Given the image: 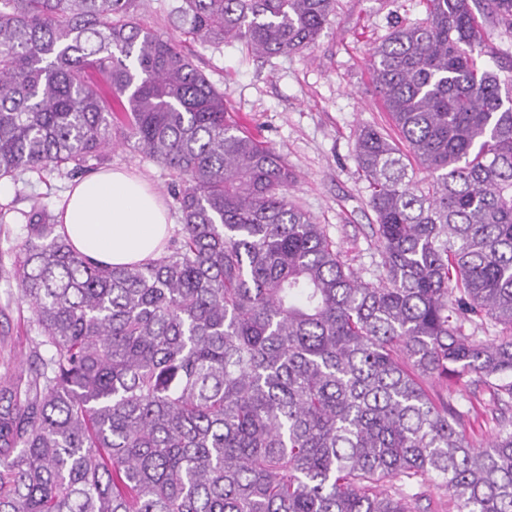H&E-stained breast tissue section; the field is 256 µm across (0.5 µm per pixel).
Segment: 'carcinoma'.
Listing matches in <instances>:
<instances>
[{"label":"carcinoma","mask_w":512,"mask_h":512,"mask_svg":"<svg viewBox=\"0 0 512 512\" xmlns=\"http://www.w3.org/2000/svg\"><path fill=\"white\" fill-rule=\"evenodd\" d=\"M143 0H0V180L75 174L134 142L181 227L155 261L86 262L24 223L10 276L37 345L0 381V512H512V0H427L370 74L408 152L355 133L381 273L361 279L288 196L294 174ZM336 0H180L188 33L268 56L314 43ZM425 173L419 177V173ZM492 324L493 338L475 335ZM489 391L479 448L453 402ZM411 493L423 495L420 502V512H458L448 491L437 486L429 478L420 479L415 483Z\"/></svg>","instance_id":"cac0c4a2"}]
</instances>
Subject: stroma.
<instances>
[{"label":"stroma","mask_w":512,"mask_h":512,"mask_svg":"<svg viewBox=\"0 0 512 512\" xmlns=\"http://www.w3.org/2000/svg\"><path fill=\"white\" fill-rule=\"evenodd\" d=\"M173 0H147L138 12L145 25L173 37L207 78L224 93L237 125L283 154L297 181L290 199L326 226L344 260L365 280L379 273V244L368 184L355 158V132L364 125L397 137L374 89L369 56L394 23L426 17L424 0H336L320 38L288 56H260L237 42L206 43L180 28ZM109 167L127 168L166 194L171 180L162 166L144 159L133 143L113 148ZM68 176L25 174L18 184L0 182V204L30 210L34 203L56 211ZM19 224H0V379L19 377L36 351L30 314L7 271L23 241ZM454 403L475 443L492 439L493 403L488 392L459 387Z\"/></svg>","instance_id":"35a3bbf8"}]
</instances>
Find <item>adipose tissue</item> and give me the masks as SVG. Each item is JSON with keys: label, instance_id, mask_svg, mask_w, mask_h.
<instances>
[{"label": "adipose tissue", "instance_id": "obj_1", "mask_svg": "<svg viewBox=\"0 0 512 512\" xmlns=\"http://www.w3.org/2000/svg\"><path fill=\"white\" fill-rule=\"evenodd\" d=\"M57 220L76 252L109 267L159 257L173 226L163 198L146 179L113 168L74 179Z\"/></svg>", "mask_w": 512, "mask_h": 512}]
</instances>
